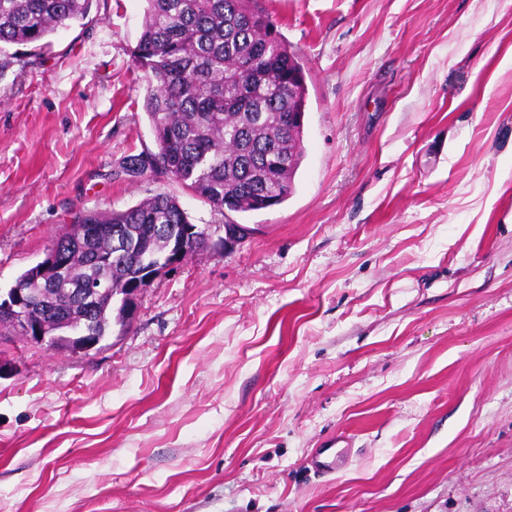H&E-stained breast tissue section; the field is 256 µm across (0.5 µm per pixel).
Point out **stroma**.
I'll list each match as a JSON object with an SVG mask.
<instances>
[{
  "instance_id": "stroma-1",
  "label": "stroma",
  "mask_w": 512,
  "mask_h": 512,
  "mask_svg": "<svg viewBox=\"0 0 512 512\" xmlns=\"http://www.w3.org/2000/svg\"><path fill=\"white\" fill-rule=\"evenodd\" d=\"M258 4L306 78L292 195L100 350L0 335V512H512V0ZM144 7L0 48V292L79 210L223 228L127 171Z\"/></svg>"
}]
</instances>
